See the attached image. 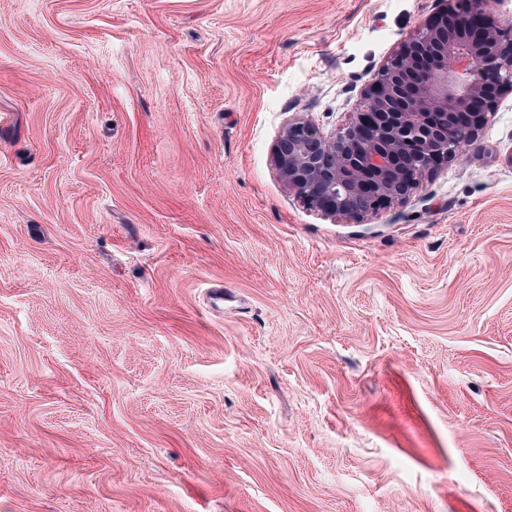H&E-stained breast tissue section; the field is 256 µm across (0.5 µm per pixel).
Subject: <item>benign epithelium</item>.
<instances>
[{"instance_id": "1", "label": "benign epithelium", "mask_w": 512, "mask_h": 512, "mask_svg": "<svg viewBox=\"0 0 512 512\" xmlns=\"http://www.w3.org/2000/svg\"><path fill=\"white\" fill-rule=\"evenodd\" d=\"M442 8L396 49L343 131L288 120L274 163L308 207L362 224L471 145L512 94V25L484 0Z\"/></svg>"}]
</instances>
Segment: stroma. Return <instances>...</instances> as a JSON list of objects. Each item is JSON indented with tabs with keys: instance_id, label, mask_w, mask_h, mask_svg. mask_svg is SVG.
<instances>
[{
	"instance_id": "35a3bbf8",
	"label": "stroma",
	"mask_w": 512,
	"mask_h": 512,
	"mask_svg": "<svg viewBox=\"0 0 512 512\" xmlns=\"http://www.w3.org/2000/svg\"><path fill=\"white\" fill-rule=\"evenodd\" d=\"M438 6L0 0V512H512V95L362 224L273 161Z\"/></svg>"
}]
</instances>
